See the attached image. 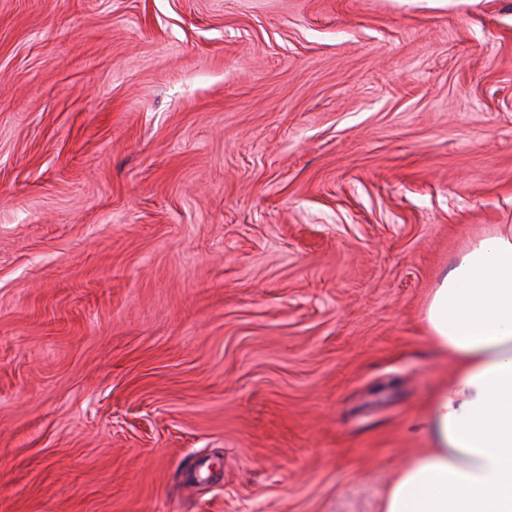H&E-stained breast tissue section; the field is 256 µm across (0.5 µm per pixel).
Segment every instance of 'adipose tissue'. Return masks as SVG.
I'll return each mask as SVG.
<instances>
[{
  "label": "adipose tissue",
  "instance_id": "adipose-tissue-1",
  "mask_svg": "<svg viewBox=\"0 0 512 512\" xmlns=\"http://www.w3.org/2000/svg\"><path fill=\"white\" fill-rule=\"evenodd\" d=\"M424 322L455 370L409 425L428 446L392 480L384 512H512V224L469 244Z\"/></svg>",
  "mask_w": 512,
  "mask_h": 512
}]
</instances>
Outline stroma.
I'll return each mask as SVG.
<instances>
[{
    "mask_svg": "<svg viewBox=\"0 0 512 512\" xmlns=\"http://www.w3.org/2000/svg\"><path fill=\"white\" fill-rule=\"evenodd\" d=\"M512 224V0H0V512H383Z\"/></svg>",
    "mask_w": 512,
    "mask_h": 512,
    "instance_id": "35a3bbf8",
    "label": "stroma"
}]
</instances>
